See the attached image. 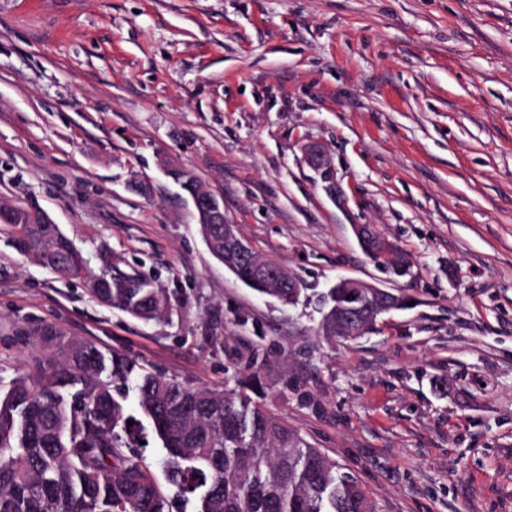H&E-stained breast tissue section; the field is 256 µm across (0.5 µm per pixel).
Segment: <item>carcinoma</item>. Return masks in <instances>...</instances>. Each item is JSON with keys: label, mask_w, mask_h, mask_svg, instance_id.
I'll return each instance as SVG.
<instances>
[{"label": "carcinoma", "mask_w": 512, "mask_h": 512, "mask_svg": "<svg viewBox=\"0 0 512 512\" xmlns=\"http://www.w3.org/2000/svg\"><path fill=\"white\" fill-rule=\"evenodd\" d=\"M15 239L35 263L90 282L86 261L38 210H14ZM387 271L410 275L409 255L391 245ZM90 295L143 321L158 318L171 297L133 273L104 272ZM291 305L290 288H257ZM345 288H333L322 319L348 311ZM360 336L377 331L383 314L364 307ZM32 371L0 388V512H170L172 501L197 512H375L356 479L311 447L247 390H221L165 378L116 352L68 339L53 327L35 330ZM133 385L141 415L166 450L158 477L132 446L127 395Z\"/></svg>", "instance_id": "obj_1"}]
</instances>
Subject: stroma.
Returning <instances> with one entry per match:
<instances>
[{"instance_id":"obj_1","label":"stroma","mask_w":512,"mask_h":512,"mask_svg":"<svg viewBox=\"0 0 512 512\" xmlns=\"http://www.w3.org/2000/svg\"><path fill=\"white\" fill-rule=\"evenodd\" d=\"M174 166L305 283L296 305L210 254ZM1 205L173 301L147 323L102 305L0 224V380L30 371L31 326L194 386L256 372L377 512H512V0H0ZM342 278L412 302L327 340L319 299ZM305 156L311 168L321 174L325 182L324 190L329 196L336 194V181L333 177L332 163L328 155L315 146H310L305 151ZM390 245L391 250L389 251V256H391V258L386 260L387 271L394 279L409 276V270L412 267L409 255L401 251L393 243L390 242Z\"/></svg>"}]
</instances>
